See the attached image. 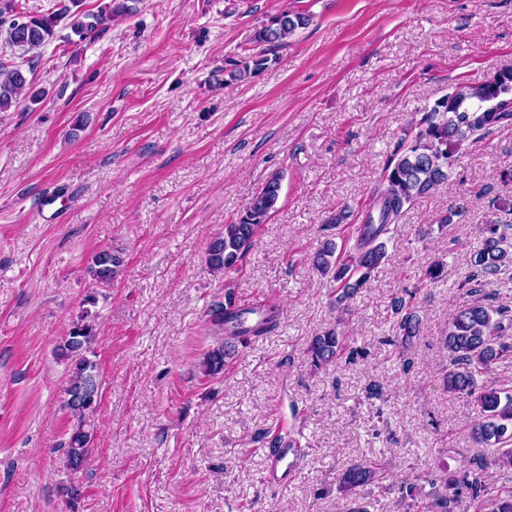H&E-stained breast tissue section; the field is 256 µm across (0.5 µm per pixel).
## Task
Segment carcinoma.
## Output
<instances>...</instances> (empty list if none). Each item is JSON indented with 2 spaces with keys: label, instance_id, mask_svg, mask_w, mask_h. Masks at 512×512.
I'll list each match as a JSON object with an SVG mask.
<instances>
[{
  "label": "carcinoma",
  "instance_id": "cac0c4a2",
  "mask_svg": "<svg viewBox=\"0 0 512 512\" xmlns=\"http://www.w3.org/2000/svg\"><path fill=\"white\" fill-rule=\"evenodd\" d=\"M69 13L64 6L58 13L38 14L16 9V0H0V28L5 29L9 44L26 50L37 49L55 38L56 27ZM114 9L91 15L92 21H77L73 32L84 40L94 38L112 22ZM311 16L283 9L257 28L252 41L258 52L234 61L228 70V85L261 74L268 65L267 51L283 47L289 37L309 25ZM30 83L20 68L0 69V112L8 111L26 97ZM512 125V68L493 74L483 84L465 83L439 99L425 112L415 127L406 147L395 154L385 168L372 197L370 214L355 229L356 244L351 251L336 252V244L324 242L314 253L315 269L329 275L336 283V308L344 310L358 291L367 285L373 272L385 258L381 237L399 219L405 207L429 196L448 182L457 154L464 142L485 137L498 127ZM281 193V176L269 177L252 195L236 220L224 225V232L208 246L207 268L213 273L228 274L240 269V262L253 243L260 227L277 209ZM509 224L491 221L483 225V244L470 263L475 275L488 277L512 264V246L506 230ZM123 253L102 249L88 262L86 273L94 287L108 286L124 267ZM402 342L419 333V317L405 301H395ZM246 311L233 303L231 293L225 302L211 309L212 321L224 327L229 341L209 351L201 362L202 372L214 376L224 371V358L229 355L232 341L246 344L252 336L270 333L277 326V314L268 309L251 326L245 325ZM97 335L96 315L86 309L72 323L68 335L58 347V356L68 364L69 394H83L96 402L99 399L97 363L87 356ZM451 369L446 387L454 394L470 399L475 417L472 436L487 444L501 445L492 460H482L461 474L451 473L443 484H432L426 512H512V490L500 492L492 487L490 471L512 475V388L501 384H480L493 364L512 356V315L479 301L457 308L448 323L446 339ZM307 353L312 366L319 369L337 363L342 357L351 360L355 351L349 349L346 337L336 328H329L309 343ZM64 406L74 418V424L64 442L65 466L79 471L92 452L96 409L85 413L64 400ZM385 470L375 462L360 459L349 464L341 473L338 490L352 496L364 486L379 483Z\"/></svg>",
  "mask_w": 512,
  "mask_h": 512
}]
</instances>
